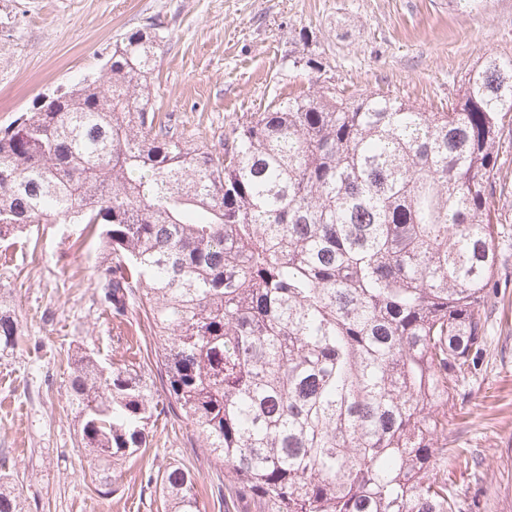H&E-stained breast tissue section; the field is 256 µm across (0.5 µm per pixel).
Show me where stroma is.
Masks as SVG:
<instances>
[{"label": "stroma", "mask_w": 512, "mask_h": 512, "mask_svg": "<svg viewBox=\"0 0 512 512\" xmlns=\"http://www.w3.org/2000/svg\"><path fill=\"white\" fill-rule=\"evenodd\" d=\"M165 41L151 79L154 111L187 137L219 147L224 127L308 91L312 78L344 93L389 94L444 112L489 53L512 58V0H0V127L60 87L99 72L117 39L147 22ZM316 58L322 72L310 70ZM498 204V302L488 349L448 418V489L464 512H512V114L503 121ZM110 258L81 224H37L0 239V302L21 327L0 351V460L24 512H157L148 474L178 463L197 478L201 512H219L224 472L173 414L152 448L98 492L68 401L69 358L103 366L154 362L135 321L117 324L99 272Z\"/></svg>", "instance_id": "1"}]
</instances>
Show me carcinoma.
Masks as SVG:
<instances>
[{"mask_svg":"<svg viewBox=\"0 0 512 512\" xmlns=\"http://www.w3.org/2000/svg\"><path fill=\"white\" fill-rule=\"evenodd\" d=\"M161 43L131 32L102 76L0 128V239L101 226L103 300L156 346L154 370L71 358L93 483L150 447L163 395L225 470L224 512H460L448 411L496 297L512 59L482 57L446 112L319 85L215 150L151 111ZM20 333L0 307V348ZM147 483L200 512L183 466ZM0 512H22L1 482Z\"/></svg>","mask_w":512,"mask_h":512,"instance_id":"carcinoma-1","label":"carcinoma"}]
</instances>
